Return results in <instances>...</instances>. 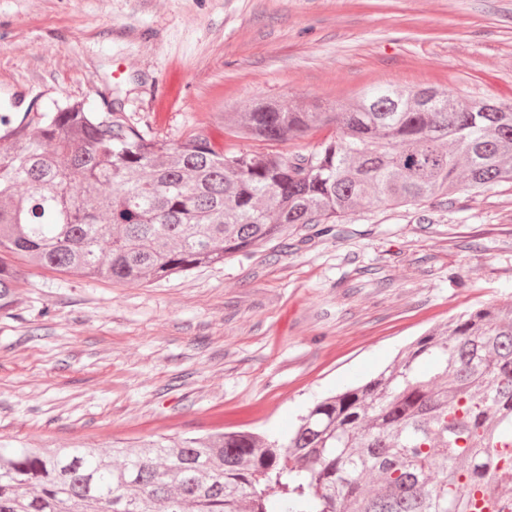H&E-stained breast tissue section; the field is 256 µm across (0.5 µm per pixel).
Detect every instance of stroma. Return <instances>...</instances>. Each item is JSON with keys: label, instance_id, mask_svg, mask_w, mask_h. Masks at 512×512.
I'll use <instances>...</instances> for the list:
<instances>
[{"label": "stroma", "instance_id": "obj_1", "mask_svg": "<svg viewBox=\"0 0 512 512\" xmlns=\"http://www.w3.org/2000/svg\"><path fill=\"white\" fill-rule=\"evenodd\" d=\"M512 103V0H0V110L116 103L151 137L259 101L376 86ZM0 310V436L31 448L291 432L423 333L512 303V184L297 224L245 256L132 285L25 265Z\"/></svg>", "mask_w": 512, "mask_h": 512}]
</instances>
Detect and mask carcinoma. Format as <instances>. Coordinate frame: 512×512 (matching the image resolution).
Masks as SVG:
<instances>
[{
    "label": "carcinoma",
    "instance_id": "1",
    "mask_svg": "<svg viewBox=\"0 0 512 512\" xmlns=\"http://www.w3.org/2000/svg\"><path fill=\"white\" fill-rule=\"evenodd\" d=\"M266 144L148 137L84 102L0 113V310L16 261L146 283L365 206H421L512 183V105L445 89L374 88L233 118ZM281 438L250 431L44 451L0 436V512H512V305L429 330L377 377L317 402ZM328 128H319L312 130L307 137L296 141H285L274 146V150L280 153H292L300 150H311L322 139L330 134Z\"/></svg>",
    "mask_w": 512,
    "mask_h": 512
}]
</instances>
